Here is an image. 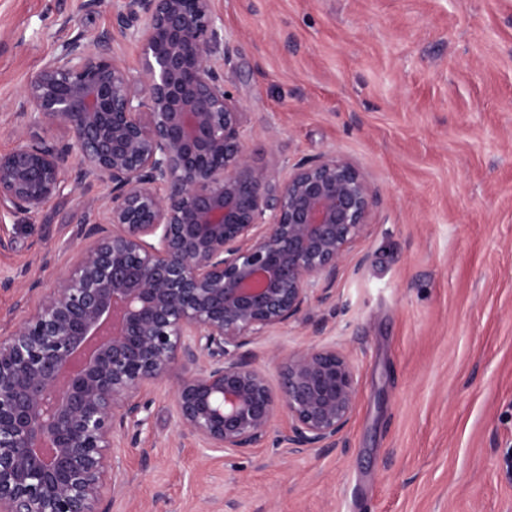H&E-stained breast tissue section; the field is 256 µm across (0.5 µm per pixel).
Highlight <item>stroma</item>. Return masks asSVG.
Here are the masks:
<instances>
[{
    "label": "stroma",
    "instance_id": "1",
    "mask_svg": "<svg viewBox=\"0 0 512 512\" xmlns=\"http://www.w3.org/2000/svg\"><path fill=\"white\" fill-rule=\"evenodd\" d=\"M253 161L342 155L377 203L327 300L255 346L345 349L359 379L339 447L244 454L182 434L174 382L116 444L130 492L105 512H512V0H213ZM0 0V151L62 17ZM103 186L0 223V336L75 262Z\"/></svg>",
    "mask_w": 512,
    "mask_h": 512
}]
</instances>
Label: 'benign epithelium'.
Listing matches in <instances>:
<instances>
[{
	"instance_id": "1",
	"label": "benign epithelium",
	"mask_w": 512,
	"mask_h": 512,
	"mask_svg": "<svg viewBox=\"0 0 512 512\" xmlns=\"http://www.w3.org/2000/svg\"><path fill=\"white\" fill-rule=\"evenodd\" d=\"M112 14L91 36L64 18L19 102L65 136L20 130L0 153V222L109 188L67 275L0 336V512H101L127 493L116 437L176 371L181 431L226 453L265 444L279 411L276 444L331 448L358 398L334 344L282 357L277 395L251 345L327 299L376 204L367 173L336 154L286 172L250 160L212 0Z\"/></svg>"
}]
</instances>
